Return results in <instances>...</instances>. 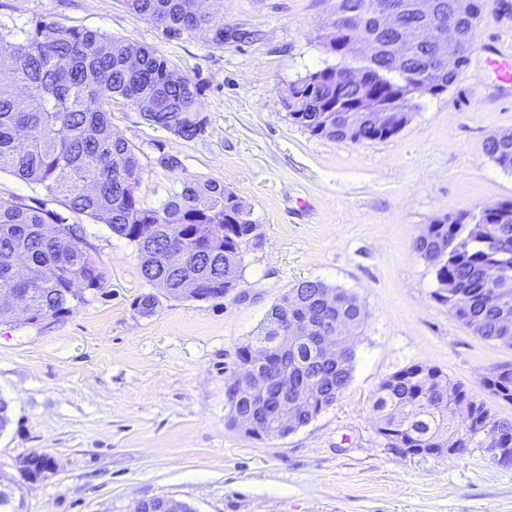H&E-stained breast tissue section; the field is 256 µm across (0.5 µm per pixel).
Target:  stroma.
I'll use <instances>...</instances> for the list:
<instances>
[{
  "label": "stroma",
  "instance_id": "stroma-1",
  "mask_svg": "<svg viewBox=\"0 0 512 512\" xmlns=\"http://www.w3.org/2000/svg\"><path fill=\"white\" fill-rule=\"evenodd\" d=\"M336 0H224V43L207 32L165 35L123 0H0V23L45 18L156 49L201 87L206 128L192 140L113 113L146 169L137 195L160 207L186 179L214 180L245 201L261 238L240 288L215 300L160 297L134 244L66 213L104 273L102 287L55 321L0 322V477L33 453L56 464L25 492L24 512H131L173 498L194 512H512V466L481 449L425 461L400 456L376 430L383 381L435 366L497 418L512 405L483 376L512 364V348L483 339L438 302L434 269L415 251L428 224L512 200V170L486 142L512 132V82L486 60L512 55V18L487 8L468 66L447 92L412 101L413 117L384 140L335 142L293 122L291 83L337 65L323 37ZM0 198L60 211L40 186L0 172ZM312 280L356 296L365 319L351 381L335 403L283 437L228 421L225 388L236 352L273 305Z\"/></svg>",
  "mask_w": 512,
  "mask_h": 512
}]
</instances>
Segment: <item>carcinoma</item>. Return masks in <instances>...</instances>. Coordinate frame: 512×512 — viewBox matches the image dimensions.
Returning <instances> with one entry per match:
<instances>
[{
  "label": "carcinoma",
  "instance_id": "1",
  "mask_svg": "<svg viewBox=\"0 0 512 512\" xmlns=\"http://www.w3.org/2000/svg\"><path fill=\"white\" fill-rule=\"evenodd\" d=\"M403 10V29H378L376 0H336V10L358 17V34L382 45L374 66L365 75L376 76L380 100L396 95L406 107L412 89L401 83L389 55V43L404 47V68L415 71L431 56L426 40L427 21L416 16L412 0H393ZM128 11L180 36L208 31L212 42L224 44L223 0H124ZM487 0H470L466 36L483 16ZM468 64L462 52L442 73L452 85ZM328 66L306 75L288 87L290 118L312 135L341 141L346 134L345 113L336 111V84ZM0 171L43 187L67 210L105 224L116 236L136 246L141 272L150 284L179 297L183 280L203 282L208 294L219 299L233 292L225 281L233 274L242 280L244 253L260 239L258 225L249 220L243 201L224 203V185L215 181L185 180L159 209L146 208L137 196L145 167L137 147L116 135L112 112L133 107L147 123L184 140L204 132L200 86L179 72L158 51L139 46L98 29L65 26L36 19L15 30L0 24ZM489 157L512 170V135L493 137L485 144ZM154 224V244L137 229ZM172 224H208L210 233L222 236L224 250L197 265L193 263L198 239L187 238L181 247L189 265L173 269L165 254L166 229ZM74 225L59 214L0 198V290L33 291L37 307L55 310L63 317L84 302V292L102 287L104 273L98 262L79 247ZM419 255L434 269L435 296L448 302L447 292L461 296L458 319L477 320L481 337L512 347V305H495L490 298L502 290L512 293V209L497 219L459 213L451 224H430L428 233L415 241ZM488 268L498 274L485 275ZM85 287L76 289L74 284ZM293 305L276 304L266 324L289 313L307 322L309 333L288 347V362L272 355L263 369V391L240 390L227 385L225 395L233 425L255 423L263 436L283 437L314 420L331 406L351 380L354 351L350 339L363 324L357 298L319 281H301L291 288ZM336 341L338 357L322 352V336ZM485 388L498 400L512 404V365L491 369L483 377ZM467 405L465 419L456 407ZM377 432L398 447L404 437L432 449L444 436L457 439L458 447L508 448L512 422L496 417L484 402L450 383L441 369L420 364L405 367L382 382L373 403ZM489 425L488 434L480 429ZM20 485L0 479V512H21Z\"/></svg>",
  "mask_w": 512,
  "mask_h": 512
}]
</instances>
